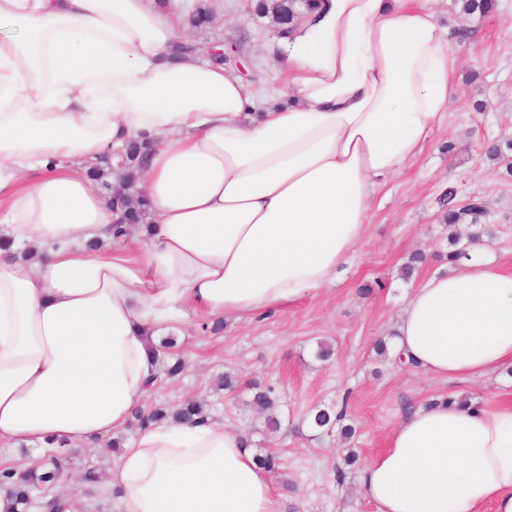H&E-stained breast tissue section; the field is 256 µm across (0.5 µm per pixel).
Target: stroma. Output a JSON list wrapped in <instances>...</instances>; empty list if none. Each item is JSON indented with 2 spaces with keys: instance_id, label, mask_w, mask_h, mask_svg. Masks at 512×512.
<instances>
[{
  "instance_id": "stroma-1",
  "label": "stroma",
  "mask_w": 512,
  "mask_h": 512,
  "mask_svg": "<svg viewBox=\"0 0 512 512\" xmlns=\"http://www.w3.org/2000/svg\"><path fill=\"white\" fill-rule=\"evenodd\" d=\"M257 0H181L188 36L198 46L220 42L230 65L243 69L253 89L276 84L273 59L264 47L277 35ZM441 25L463 30L449 46L458 68L448 112L421 155L375 195L367 237L341 279L305 296L280 314L254 321L225 319L220 333L206 331L195 317L178 334L186 361L183 374L161 384L150 402L171 406L186 398L205 401L210 415L239 428L256 453L281 455L274 482L281 512H373L359 494L355 473L336 482L347 448L360 462L385 448L407 405L440 395L460 394L483 404L512 391V372L438 381L379 358L376 341L393 333L409 282L447 265L448 226L444 199L464 205L484 200L483 239L498 260L512 267V174L490 161L487 148L512 141V0H495L491 13L462 14L459 0H434ZM415 252L425 257L410 280L399 268ZM332 348L328 360L315 352ZM236 373L240 386L216 389L224 372ZM275 387L278 433L247 405L250 382ZM350 396L352 439L339 433L316 436L307 416L315 408L338 405ZM112 455L93 445L75 452L66 483L81 495L83 512H109L110 491L98 486L84 494L81 474L91 464L107 467Z\"/></svg>"
}]
</instances>
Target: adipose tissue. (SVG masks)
<instances>
[{
	"label": "adipose tissue",
	"mask_w": 512,
	"mask_h": 512,
	"mask_svg": "<svg viewBox=\"0 0 512 512\" xmlns=\"http://www.w3.org/2000/svg\"><path fill=\"white\" fill-rule=\"evenodd\" d=\"M177 2L0 0V445H106L159 372L150 336L335 283L448 110L455 32L425 0H318L265 47L286 105L190 50ZM134 139L147 206L117 239L88 169ZM391 350L447 381L512 367V272L470 247L412 288ZM105 480L116 512H280L209 417L138 429ZM357 485L375 512H512V395L408 409Z\"/></svg>",
	"instance_id": "adipose-tissue-1"
}]
</instances>
